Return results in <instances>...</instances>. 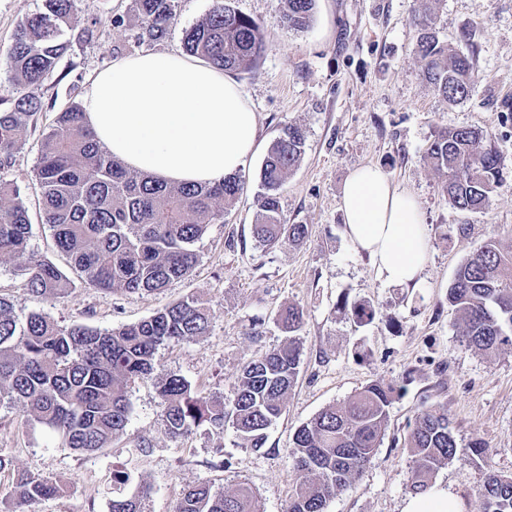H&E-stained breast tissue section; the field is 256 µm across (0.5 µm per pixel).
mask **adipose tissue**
Here are the masks:
<instances>
[{
	"label": "adipose tissue",
	"instance_id": "ef3b65f1",
	"mask_svg": "<svg viewBox=\"0 0 512 512\" xmlns=\"http://www.w3.org/2000/svg\"><path fill=\"white\" fill-rule=\"evenodd\" d=\"M88 126L128 169L172 183H218L253 155L258 118L236 80L199 60L165 52L117 58L83 100ZM346 232L386 281L420 276L429 242L416 198L373 166L347 179Z\"/></svg>",
	"mask_w": 512,
	"mask_h": 512
}]
</instances>
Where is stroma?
Listing matches in <instances>:
<instances>
[{"label": "stroma", "mask_w": 512, "mask_h": 512, "mask_svg": "<svg viewBox=\"0 0 512 512\" xmlns=\"http://www.w3.org/2000/svg\"><path fill=\"white\" fill-rule=\"evenodd\" d=\"M131 3L76 0L75 29L94 28L95 36L73 40L44 81L38 91L43 109L5 173L29 209L30 251L65 271L68 259L56 249L39 207L35 171L43 133L71 102L82 101L95 74L113 59L183 53L185 29L208 13L212 0H178L176 22L153 43L137 42ZM419 4L316 0L309 28L296 33L280 21V0H232L235 10L267 28L255 68L234 74L258 115L257 150L240 173L246 189L236 208L223 223L209 225L195 245V269L163 293H110L80 283L65 296L35 298L25 290L22 261L0 266V294L18 315L38 311L64 327L117 329L190 295L214 310L208 335L158 348L152 375L128 390L124 436L107 448H66L28 422L20 405L0 404V457L11 460L13 470L65 488L34 504L33 512H110L112 471L122 466L132 471L124 495L149 489L141 512H173L182 493L202 483L217 491L248 484L263 512H287L300 481L290 455L296 428L373 381L397 388L385 435L362 477L331 499L326 512H404L412 496L407 438L417 414L433 404L446 410L459 453L439 469L434 484L471 501L488 472L512 473V348L492 359L468 350L448 303L457 267L484 240L493 236L512 249V0H440L433 18L438 37L474 60L471 92L456 104L423 78L414 20ZM291 123L303 127L306 145L281 204L288 223L308 225L310 234L297 246L266 248L252 233L259 171L271 142ZM445 127H478L494 137L508 173L484 210L461 212L447 204L425 159L434 133ZM363 165L381 168L421 204L430 250L417 285L387 282L345 233L344 185ZM290 305L303 311L301 363L265 447H240L230 429L165 434L158 381L177 374L207 395L232 397L243 364L282 343L277 319ZM357 306L370 308L371 320L357 322ZM476 440L486 452L467 461Z\"/></svg>", "instance_id": "35a3bbf8"}]
</instances>
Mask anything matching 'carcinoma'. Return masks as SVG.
<instances>
[{"label": "carcinoma", "instance_id": "1", "mask_svg": "<svg viewBox=\"0 0 512 512\" xmlns=\"http://www.w3.org/2000/svg\"><path fill=\"white\" fill-rule=\"evenodd\" d=\"M424 2L416 17L424 75L448 102H461L471 91L472 59L439 41L430 28L434 0ZM282 4L288 28L309 27L315 0ZM133 5L140 42L161 40L177 17L178 0H133ZM73 6L74 0H43L42 8L18 24L6 54L16 97L10 109L0 111V265L26 258L25 286L35 297L64 296L74 280L30 253L28 209L20 187L3 171L41 110L36 90L70 47ZM265 35L264 24L238 13L230 0H212L205 17L184 31L183 42L191 57L224 71H246L260 56ZM304 147L305 132L290 124L263 159L253 235L265 247L299 244L308 237V225L287 223L281 206L282 188L300 165ZM426 159L441 178L445 200L459 211L486 208L506 174L491 135L474 128L438 130ZM36 180L43 223L78 279L101 291L138 294H159L187 277L198 262L195 243L208 225L224 223V214L245 191L238 176L211 186H188L127 169L96 140L77 102L43 135ZM448 303L462 324L466 347L488 358L511 347L512 251L493 237L486 239L458 267ZM213 318L207 302L191 295L119 329L63 327L37 311L20 317L12 302L0 296V402L21 405L28 420L53 431L65 447L98 451L124 433L130 417L128 388L151 375L158 347L206 335ZM281 324L285 341L242 366L228 404L203 395L179 375L158 381L165 432L176 438L205 427L222 434L229 425L243 447L256 452L264 448L267 430L283 414L297 380L302 310L288 307ZM396 392L395 386L374 381L296 429L291 454L304 480L296 486L288 512H325L327 502L362 475L380 445ZM407 447L414 461L409 488L421 494L442 466L458 458L444 408L431 405L418 414ZM62 492L57 482L18 472L4 512H30L33 504ZM111 512H140L139 497L112 498ZM174 512L261 508L246 483L225 492L203 484L185 491ZM476 512H512V475H488Z\"/></svg>", "mask_w": 512, "mask_h": 512}]
</instances>
